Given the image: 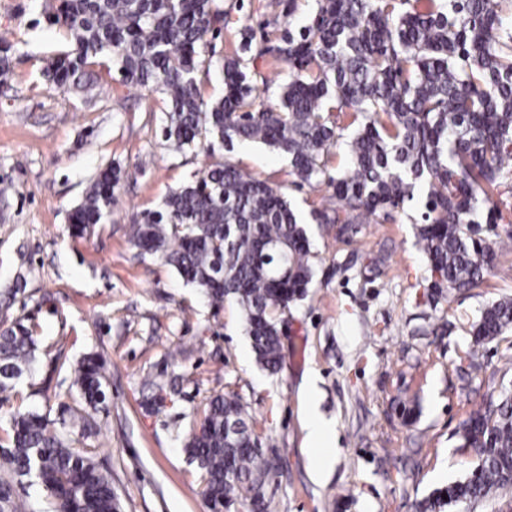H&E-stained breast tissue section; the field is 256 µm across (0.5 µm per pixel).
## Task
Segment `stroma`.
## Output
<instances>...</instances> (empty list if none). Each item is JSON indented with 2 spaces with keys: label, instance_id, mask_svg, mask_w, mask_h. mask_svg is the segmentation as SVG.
Wrapping results in <instances>:
<instances>
[{
  "label": "stroma",
  "instance_id": "1",
  "mask_svg": "<svg viewBox=\"0 0 512 512\" xmlns=\"http://www.w3.org/2000/svg\"><path fill=\"white\" fill-rule=\"evenodd\" d=\"M274 2L220 0L217 57L234 54L241 26L261 31ZM57 4L0 0V35L15 46L0 83V330L23 323L37 343L29 372L0 398V443L13 410L64 405L94 423L82 445L111 471L121 512H210L183 443L208 397L234 394L271 466L265 512H415L469 475L477 459L457 430L487 393L512 386V332L472 354L468 329L480 307L512 298V246L497 250L480 287L437 294L408 220L416 206L365 225L350 244L310 225L313 286L282 316L284 365L269 375L239 306L214 309L161 258L140 256L130 226L216 162L281 188L306 215L327 204V186L298 185L286 156L256 144L167 148L163 95L120 84L107 67L96 70L94 100L51 86L42 73L65 43L48 21ZM108 166L120 172L115 204L72 237L70 211ZM443 318L452 331H435ZM89 352L107 362V405L97 411L69 376ZM163 373L176 376L175 392L145 407L147 382ZM311 409L333 429L336 453L321 478L307 441Z\"/></svg>",
  "mask_w": 512,
  "mask_h": 512
}]
</instances>
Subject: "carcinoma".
Returning a JSON list of instances; mask_svg holds the SVG:
<instances>
[{
  "mask_svg": "<svg viewBox=\"0 0 512 512\" xmlns=\"http://www.w3.org/2000/svg\"><path fill=\"white\" fill-rule=\"evenodd\" d=\"M314 0L295 29V0L279 34L256 38L240 30V52L223 59L224 94L203 99L199 75L213 64L207 37L224 29L217 0H59L49 16L66 46L45 70L63 89L86 92L82 78L104 57L124 85L168 100L162 134L179 152L222 144L259 143L285 156L301 184L325 182L329 205L311 221L352 239L359 226L392 220L407 203L415 218L433 288L479 286L495 249L512 241L497 200L512 197V13L505 0ZM267 55L289 73L277 108L255 110L254 76L244 64ZM350 119L346 163L330 172L340 133ZM119 172L101 170L69 216L72 236L100 223L115 202ZM485 224L493 237L480 236ZM140 255L159 256L219 309L236 302L256 362L271 374L284 356L279 316L304 300L315 271L303 217L269 183L231 162L210 166L171 190L158 209L140 215L130 231ZM512 330V299L478 309L470 347H483ZM36 344L18 322L0 331V393L15 389L35 360ZM84 403L106 400L98 355L72 370ZM235 421L241 431L228 436ZM0 444V512H25L14 484L40 486L49 512H120L112 476L95 456L75 448L49 414L13 412ZM202 433L190 432L184 450L204 479L211 512H230L249 485L268 477L258 463V437L240 399H208ZM461 446L478 458L464 479L430 493L418 512H446L512 488V392L489 395L459 429Z\"/></svg>",
  "mask_w": 512,
  "mask_h": 512,
  "instance_id": "obj_1",
  "label": "carcinoma"
}]
</instances>
